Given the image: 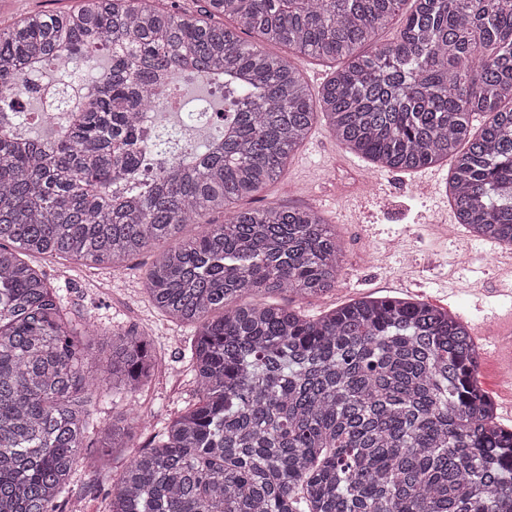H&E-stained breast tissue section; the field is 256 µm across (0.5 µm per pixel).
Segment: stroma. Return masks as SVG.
<instances>
[{
	"mask_svg": "<svg viewBox=\"0 0 512 512\" xmlns=\"http://www.w3.org/2000/svg\"><path fill=\"white\" fill-rule=\"evenodd\" d=\"M449 169L446 162L414 173L370 169L363 158H351L320 123L263 198L321 210L343 241L339 284L307 305L306 314L316 316L365 296L410 298L459 314L482 346L481 387L497 404L501 423L512 428L507 414L512 385L502 378L507 367L501 341L512 297L496 291L501 270L512 259L507 247L494 242L447 238ZM157 255L151 248L117 268L39 256L28 262L64 287L69 318L118 325L150 340L154 375L130 403L136 414L162 427L187 406L194 386L184 359L190 328L155 309L145 289ZM109 488L105 475L79 461L64 498L80 512H107Z\"/></svg>",
	"mask_w": 512,
	"mask_h": 512,
	"instance_id": "1",
	"label": "stroma"
}]
</instances>
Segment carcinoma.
<instances>
[{
  "instance_id": "obj_1",
  "label": "carcinoma",
  "mask_w": 512,
  "mask_h": 512,
  "mask_svg": "<svg viewBox=\"0 0 512 512\" xmlns=\"http://www.w3.org/2000/svg\"><path fill=\"white\" fill-rule=\"evenodd\" d=\"M405 2L206 0L193 15L81 0L0 29V512H58L93 402L114 396L103 447H127L123 396L153 368L144 337L66 319L62 288L22 256L116 268L163 243L147 291L194 328L195 397L110 476L109 512H512V430L479 386L468 321L389 296L307 316L338 284L336 226L313 208L237 207L322 120L377 170L451 161L456 223L512 246V0H412L378 41ZM101 43L111 65L66 137L5 128L34 60L67 49L95 70ZM267 45L342 67L314 96ZM177 71L224 77L223 141L112 195L137 170L156 75ZM273 292L288 305L256 301ZM96 344L109 357L91 370Z\"/></svg>"
}]
</instances>
